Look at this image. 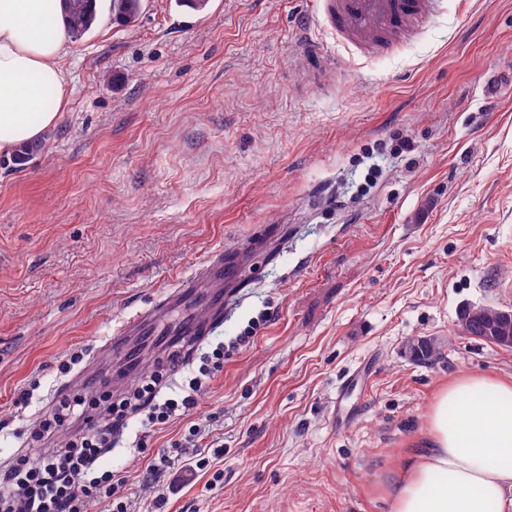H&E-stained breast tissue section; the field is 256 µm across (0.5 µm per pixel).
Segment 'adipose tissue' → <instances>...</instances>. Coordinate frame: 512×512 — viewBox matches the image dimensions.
I'll return each instance as SVG.
<instances>
[{"label":"adipose tissue","mask_w":512,"mask_h":512,"mask_svg":"<svg viewBox=\"0 0 512 512\" xmlns=\"http://www.w3.org/2000/svg\"><path fill=\"white\" fill-rule=\"evenodd\" d=\"M68 41L61 0H0V154L59 121ZM387 500L390 512H512V378L469 373L441 388Z\"/></svg>","instance_id":"adipose-tissue-1"}]
</instances>
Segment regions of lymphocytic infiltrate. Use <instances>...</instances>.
Returning <instances> with one entry per match:
<instances>
[{
    "instance_id": "f902f5d3",
    "label": "lymphocytic infiltrate",
    "mask_w": 512,
    "mask_h": 512,
    "mask_svg": "<svg viewBox=\"0 0 512 512\" xmlns=\"http://www.w3.org/2000/svg\"><path fill=\"white\" fill-rule=\"evenodd\" d=\"M223 366L224 348L219 345L205 356L198 375L171 394L162 391L168 370L162 364L140 375L118 396L108 391L93 401L79 394L60 396L30 431L31 441L48 442L81 422L88 424V431L39 458L19 457L10 469L0 472V512H89L94 503L106 499L112 502V512H127L126 503L115 495L111 471L94 469L112 446L113 429L132 409L144 411L147 424L153 427L188 417L204 377Z\"/></svg>"
}]
</instances>
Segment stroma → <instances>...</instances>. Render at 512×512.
<instances>
[{"mask_svg":"<svg viewBox=\"0 0 512 512\" xmlns=\"http://www.w3.org/2000/svg\"><path fill=\"white\" fill-rule=\"evenodd\" d=\"M64 64L60 121L0 157V469L58 393L113 385L101 348L127 315L274 236L209 334L230 349L196 409L130 414L97 465L130 512H389L438 388L512 378V348L457 326L512 307V0H441L387 57L345 49L312 0H142L130 25L99 0ZM415 336L444 359L403 357ZM493 314L494 307L491 306L468 305L461 309L458 325L462 334L475 339H480V336H488L487 330L492 328Z\"/></svg>","mask_w":512,"mask_h":512,"instance_id":"35a3bbf8","label":"stroma"}]
</instances>
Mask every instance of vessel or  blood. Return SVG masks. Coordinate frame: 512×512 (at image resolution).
<instances>
[{"label":"vessel or blood","mask_w":512,"mask_h":512,"mask_svg":"<svg viewBox=\"0 0 512 512\" xmlns=\"http://www.w3.org/2000/svg\"><path fill=\"white\" fill-rule=\"evenodd\" d=\"M438 0H314L315 11L325 26L345 48L353 53L394 54L420 24L431 18ZM208 288L187 279L163 293L156 301L131 316L112 338L121 347L126 336L155 335L158 315L173 305L194 301L207 308L211 319H219L226 302L232 300L234 288L242 276L240 267L229 262L224 252L211 254L203 264Z\"/></svg>","instance_id":"vessel-or-blood-1"}]
</instances>
